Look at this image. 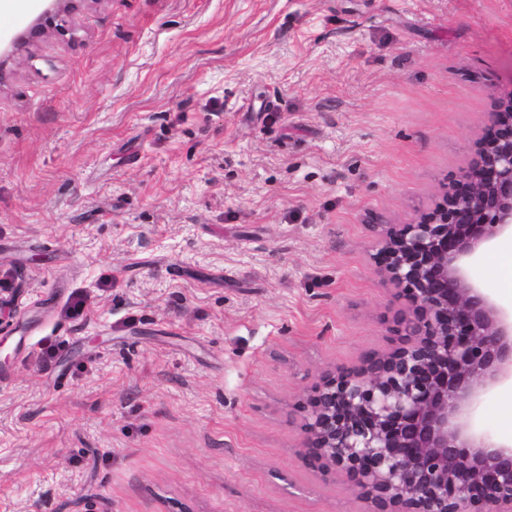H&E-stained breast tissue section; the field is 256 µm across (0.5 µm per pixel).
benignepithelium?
I'll list each match as a JSON object with an SVG mask.
<instances>
[{
  "label": "benign epithelium",
  "mask_w": 512,
  "mask_h": 512,
  "mask_svg": "<svg viewBox=\"0 0 512 512\" xmlns=\"http://www.w3.org/2000/svg\"><path fill=\"white\" fill-rule=\"evenodd\" d=\"M74 0H49L52 23ZM512 231V98L468 171L413 224H384L375 263L402 287L392 347L325 374L301 403L307 456L369 512H512V443L475 429L479 397L512 381V315L466 273Z\"/></svg>",
  "instance_id": "benign-epithelium-1"
}]
</instances>
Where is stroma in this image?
<instances>
[{
	"instance_id": "1",
	"label": "stroma",
	"mask_w": 512,
	"mask_h": 512,
	"mask_svg": "<svg viewBox=\"0 0 512 512\" xmlns=\"http://www.w3.org/2000/svg\"><path fill=\"white\" fill-rule=\"evenodd\" d=\"M511 96L512 0H77L18 47L0 512H367L299 405L390 349L379 227L431 212ZM491 253L467 270L498 302Z\"/></svg>"
}]
</instances>
